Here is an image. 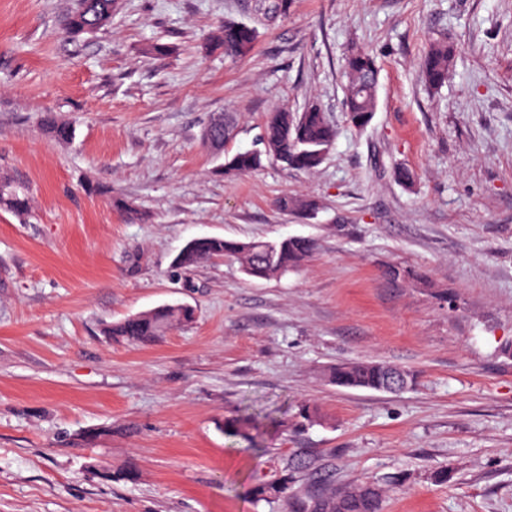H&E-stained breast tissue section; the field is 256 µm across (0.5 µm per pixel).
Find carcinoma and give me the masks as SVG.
Listing matches in <instances>:
<instances>
[{
    "instance_id": "cac0c4a2",
    "label": "carcinoma",
    "mask_w": 512,
    "mask_h": 512,
    "mask_svg": "<svg viewBox=\"0 0 512 512\" xmlns=\"http://www.w3.org/2000/svg\"><path fill=\"white\" fill-rule=\"evenodd\" d=\"M114 0H77L76 7L67 16L64 30L70 36L94 33L112 23ZM257 39L255 28L228 20L214 35L216 44L224 48V57L230 61L245 57ZM457 50L446 41H432L420 58V69L426 84L438 89L448 82ZM344 77L346 96L344 112L349 124L364 129L377 110L378 67L374 57L361 48L351 49L345 57ZM224 126V140L235 130V120L228 114H211L204 133L216 124ZM40 125L59 142L72 139L73 128L65 119L52 112L40 117ZM336 127L325 112L314 104L300 113L275 111L268 115L260 142L263 149L238 151L225 157L224 175L236 177L262 167L263 159L285 167L311 171L323 161L336 140ZM284 211L313 215L319 209L316 200L297 195H285L278 201ZM0 208L15 213L30 209V193L26 184L8 173H0ZM314 242L303 237H285L277 242H241L219 237H199L187 242L174 259L176 267L190 270L214 258L232 257L243 273L251 279L269 280L297 270L313 254ZM195 310L185 304H162L147 311L130 315L108 324L104 334L118 342L145 345L167 331L194 321ZM396 367L375 360H351L331 367L328 380L342 388L387 392L400 391L411 382L412 376L402 371V379L391 385V374ZM261 433L257 419L249 414H238L224 419V434L249 440ZM279 496L285 512H380L384 490L374 484L360 483L338 487L331 483L315 484L302 491L288 490V479H282Z\"/></svg>"
}]
</instances>
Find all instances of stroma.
I'll list each match as a JSON object with an SVG mask.
<instances>
[{"instance_id": "obj_1", "label": "stroma", "mask_w": 512, "mask_h": 512, "mask_svg": "<svg viewBox=\"0 0 512 512\" xmlns=\"http://www.w3.org/2000/svg\"><path fill=\"white\" fill-rule=\"evenodd\" d=\"M117 2L69 37L75 0H0V170L33 197L0 209V512H281L255 495L281 475L381 483L382 512H512V0H288L274 18L255 0ZM228 20L258 32L234 63L207 40ZM432 40L458 49L438 91L418 66ZM354 47L379 66L362 131L343 112ZM312 103L338 131L317 169L225 177L270 112ZM215 112L237 119L219 154L201 140ZM286 193L319 211L279 209ZM202 236L316 250L270 280L228 257L175 269ZM173 302L195 320L152 344L101 332ZM356 359L414 381H327ZM304 403L320 423L251 446L221 428ZM40 125L43 130L59 142H68L72 139L73 128L71 124L52 112L41 115ZM400 369L385 362L375 360H351L336 364L326 372L328 380L342 388L366 389L380 392L400 391L411 382L410 373L401 370L403 378L391 388V374Z\"/></svg>"}]
</instances>
